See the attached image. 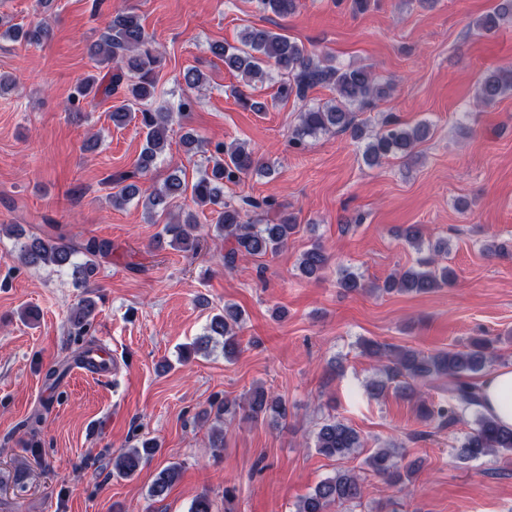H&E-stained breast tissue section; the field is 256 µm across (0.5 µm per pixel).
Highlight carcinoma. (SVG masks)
Segmentation results:
<instances>
[{"label":"carcinoma","mask_w":512,"mask_h":512,"mask_svg":"<svg viewBox=\"0 0 512 512\" xmlns=\"http://www.w3.org/2000/svg\"><path fill=\"white\" fill-rule=\"evenodd\" d=\"M255 2L260 11L280 18L287 17L297 8V0ZM511 21L512 0H496L491 10L475 20L474 29L479 35L488 36ZM5 34L17 42L41 45L50 40L51 30L45 23L38 22L28 28L12 25ZM210 51L224 59L228 68L241 73L245 85L253 91L256 90L254 83L267 80L277 81L278 95L286 100L293 97L305 102L309 92L317 86L336 91V101L308 105L299 113L298 123L288 134V142L293 146H302L308 138L319 133L349 130L354 140L365 142L362 152L365 163L378 166L390 158H412L416 146L430 133V123L426 121L408 126L388 118L379 131L365 136L363 127L355 123L354 111L366 112L377 107L378 102L390 96L391 82L368 68L342 69L328 65L285 34L253 26L245 30L240 45L214 43ZM88 54L96 64L106 69V73L100 78L89 76L79 83L69 101V115L75 120L82 119L83 102L93 105L89 100L93 93L109 99L121 91L124 103L111 111L112 122L126 124L132 119V108L137 106L145 133V144L135 171L116 179L118 191L110 196L112 207L119 209L141 195L140 176L151 169L169 146L171 113L150 108L157 86L156 70L162 57L140 18L124 11L112 15L100 39L89 46ZM511 93L512 67H499L480 76L475 97L480 105L491 106ZM208 162L212 163L211 168L193 183H187L178 175H170L161 186L145 196L144 206L153 216H166L175 206L186 214L181 221L163 225L153 239V248L169 246L185 252L195 251L200 243L201 225L190 208L209 205L211 212L216 214L215 223L209 226V230L225 243L224 269L232 270L242 261L280 252L298 229L292 215L284 213L274 224H255L246 219L248 212L252 209L271 210L274 201L224 198L225 185L236 184L253 171L264 169L269 174L271 169L264 168L244 141L215 144ZM111 252L112 242L107 239L93 236L79 239L67 234L60 225L47 222L21 245L19 260L26 266L44 264L68 270L75 282L89 288L98 260ZM328 268L329 256L318 242L311 244L298 259L297 269L304 279L317 280ZM454 277L455 272L451 268L438 267L435 259L429 256L417 265L389 276L377 289L385 293L425 294L449 284ZM338 283L346 292H359L366 288L362 276L348 270L342 271ZM93 311L94 303L88 296L72 310L70 320L78 327V335L84 336L90 329ZM242 322L239 308L224 306L223 312L211 317L203 336L193 344H183L178 348L180 361H188L194 349H208L216 337L223 340L224 357L234 356L240 347L238 331ZM494 343L491 338L481 337L474 339L466 351L443 350L424 355L410 348H396L367 340L362 343L363 354L381 363L386 376L384 381L371 382L368 392L374 399L383 398L389 392V383L394 382L396 393L414 398L418 396L415 382L445 379L448 381V400L444 403L421 402L420 419L437 428L449 427L474 411L475 428L461 446L460 458L477 460L496 453L512 454V428L501 426L483 411L481 382L474 377L489 363L488 353ZM240 412L248 420L270 417L272 421L279 422L288 417L285 400L263 387L252 389L241 402L215 399L209 403V408L202 411L204 418L221 424V428L211 434L212 447L223 445L222 424ZM362 446L356 430L335 417L325 420L315 433L314 448L327 457L342 459ZM157 448L154 440H143L141 446L129 449L114 461V475L120 478L134 476L140 466L154 456ZM364 464L392 485L410 480L416 472L413 467L401 470L392 446L374 449L364 459ZM180 472L178 463L162 468L149 488V496L165 498ZM362 496L360 477L349 470L338 471L334 476L321 480L311 493L302 497L297 512H327L333 504L353 503Z\"/></svg>","instance_id":"cac0c4a2"}]
</instances>
